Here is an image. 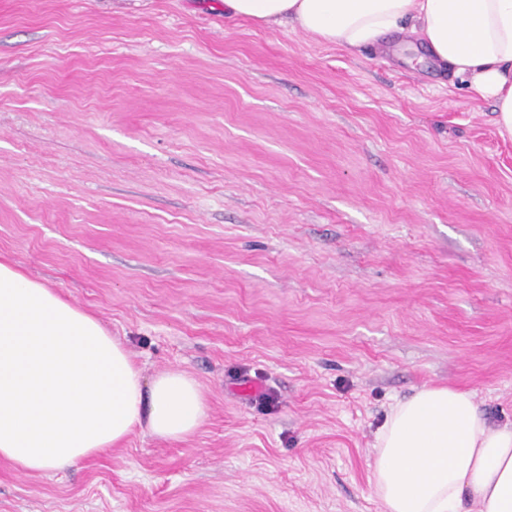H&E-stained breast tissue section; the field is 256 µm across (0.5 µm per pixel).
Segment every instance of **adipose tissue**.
<instances>
[{
  "instance_id": "adipose-tissue-1",
  "label": "adipose tissue",
  "mask_w": 512,
  "mask_h": 512,
  "mask_svg": "<svg viewBox=\"0 0 512 512\" xmlns=\"http://www.w3.org/2000/svg\"><path fill=\"white\" fill-rule=\"evenodd\" d=\"M233 16L284 21L325 44L359 48L411 30L512 137V0H224ZM207 416L200 383L172 369L144 381L85 309L0 255V460L62 470L136 428L188 439ZM370 483L384 512H512V426L492 427L470 392L425 386L378 432Z\"/></svg>"
}]
</instances>
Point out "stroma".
I'll return each instance as SVG.
<instances>
[{
	"label": "stroma",
	"mask_w": 512,
	"mask_h": 512,
	"mask_svg": "<svg viewBox=\"0 0 512 512\" xmlns=\"http://www.w3.org/2000/svg\"><path fill=\"white\" fill-rule=\"evenodd\" d=\"M496 118L415 34L349 50L224 0H0V254L208 403L185 441L0 461V512H383L397 400L449 386L511 426Z\"/></svg>",
	"instance_id": "stroma-1"
}]
</instances>
